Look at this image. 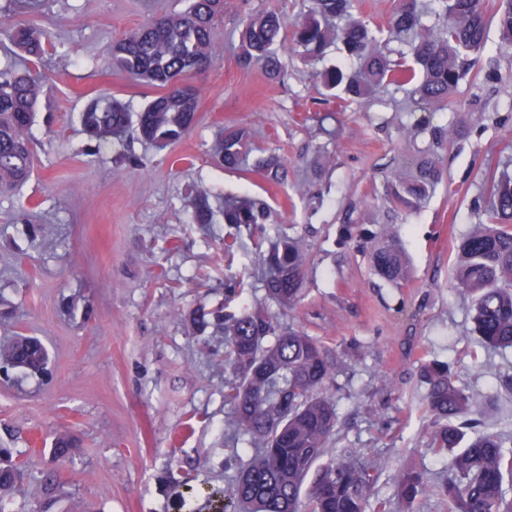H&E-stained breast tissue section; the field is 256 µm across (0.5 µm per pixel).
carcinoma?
I'll list each match as a JSON object with an SVG mask.
<instances>
[{
    "instance_id": "obj_1",
    "label": "carcinoma",
    "mask_w": 512,
    "mask_h": 512,
    "mask_svg": "<svg viewBox=\"0 0 512 512\" xmlns=\"http://www.w3.org/2000/svg\"><path fill=\"white\" fill-rule=\"evenodd\" d=\"M185 2L181 12L150 20L112 48L114 68L163 93L136 114L116 99L103 106L92 103L76 115L87 133L99 139L136 138L158 147L173 145L188 133L197 119L198 95L181 77L204 71L216 60L215 32L224 0ZM358 11V0H309L307 11L291 23L274 11L251 15L240 28L238 64L248 69L261 62L268 78L284 79L281 49L290 29L295 48L314 64L336 51L338 62L315 70L314 76L334 92L338 111L360 106L390 86L403 92L408 112L421 113L410 128L426 135L427 142L415 150L409 170L393 172L386 201L394 212H413L440 183L441 152L466 122L457 110L448 123L434 125L431 113L463 82L476 78L470 74L472 57L484 49L491 23L503 42L512 43V0H391L389 15L379 27ZM11 39L35 60L49 42L33 26L13 29ZM44 85L38 73L0 70V194L16 190L32 175V126ZM251 152L245 129L223 128L217 154L224 167L241 170ZM280 167L273 154L254 163V169L272 180L278 179ZM479 198L488 223H477L460 238L452 283L473 300V332L480 344L512 349V177L489 167ZM190 206L196 223L211 222L207 195H196ZM223 215L226 224H265L270 206L262 198H226ZM355 237L376 240L375 274L401 286L407 263L398 233L348 226L342 242ZM254 261L268 271L263 288L269 301L284 308L299 303L306 265L301 241L286 237L267 251H256ZM194 321L202 330L224 328V361L234 375L224 390L228 426L233 435L247 440L253 454L226 487L203 481L191 488L187 512H196L198 498L210 512H411L417 497L435 490L423 472L401 470L397 500L378 498L380 464L352 448L316 468L338 417L326 394L332 365L315 338L281 328L262 306L238 315L199 311ZM47 365L48 352L34 337L17 336L0 345V375L5 379L15 371L42 376ZM421 377L427 386L421 410L431 422L427 450L436 457L451 456L440 486L448 512H512V434L495 429V400L467 393L444 362L425 364ZM52 454L62 462L71 460L74 441L66 434L58 436ZM24 477L10 449L0 448V512L5 510L4 497ZM42 483L40 512H50L58 488L55 475H42Z\"/></svg>"
}]
</instances>
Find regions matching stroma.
Masks as SVG:
<instances>
[{"label":"stroma","mask_w":512,"mask_h":512,"mask_svg":"<svg viewBox=\"0 0 512 512\" xmlns=\"http://www.w3.org/2000/svg\"><path fill=\"white\" fill-rule=\"evenodd\" d=\"M182 0H0V68L27 67L8 31L27 23L51 34L41 68L48 80L32 128L33 173L0 194V343L22 334L49 352L45 376L0 382V448L20 451L31 479L11 495L14 512H37L44 492L36 473L55 474L51 512H183L187 471L227 486L246 461V443L228 430L224 335L198 330L195 310L240 313L265 305L283 327L316 337L337 372L329 387L337 437L322 458L343 448L378 458L379 497L396 496L393 475L417 468L438 481L448 459L427 452L420 402L422 363H450L459 385L495 394L498 429L512 430V395L495 375L512 370V349L487 351L471 333L472 301L450 285L455 244L478 220L474 199L488 165L512 157V81L462 86L433 121L473 94L471 112L445 155L434 194L412 214L390 211L387 180L412 151L401 95H381L340 112L325 102L313 66L284 51L288 75L238 66V33L251 13L287 20L304 0H224L221 51L206 71L190 73L197 122L165 151L93 141L76 115L117 98L130 112L158 95L112 70L114 43L151 17L183 9ZM247 128L257 155L276 154L278 180L224 169L212 157L224 126ZM207 192L209 224L195 223L190 199ZM260 196L272 216L254 229L225 223V194ZM399 230L409 259L402 287L386 284L370 262L371 243L341 245L344 225ZM238 240L234 252L226 238ZM301 239L307 261L300 304L269 302L251 263L257 245ZM66 434L75 456L55 460Z\"/></svg>","instance_id":"1"}]
</instances>
